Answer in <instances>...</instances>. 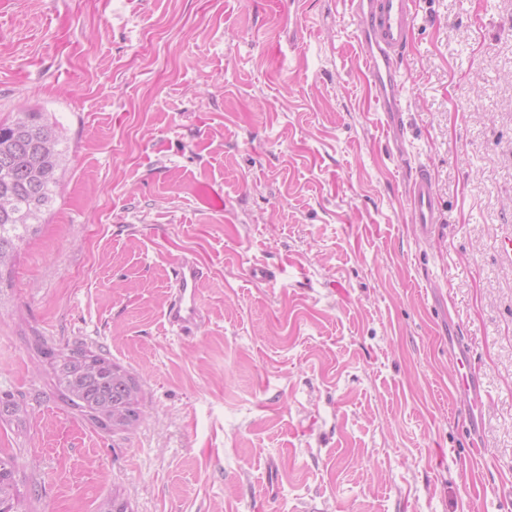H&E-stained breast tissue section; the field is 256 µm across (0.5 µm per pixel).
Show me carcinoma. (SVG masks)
Here are the masks:
<instances>
[{
	"mask_svg": "<svg viewBox=\"0 0 512 512\" xmlns=\"http://www.w3.org/2000/svg\"><path fill=\"white\" fill-rule=\"evenodd\" d=\"M43 113L0 122V267L13 261L38 231L54 201L64 150ZM53 385L70 409L102 430L129 432L142 418L140 387L121 365L83 343L46 349ZM16 458L0 453V512H16Z\"/></svg>",
	"mask_w": 512,
	"mask_h": 512,
	"instance_id": "obj_1",
	"label": "carcinoma"
}]
</instances>
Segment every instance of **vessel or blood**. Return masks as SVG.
<instances>
[{
	"label": "vessel or blood",
	"instance_id": "vessel-or-blood-1",
	"mask_svg": "<svg viewBox=\"0 0 512 512\" xmlns=\"http://www.w3.org/2000/svg\"><path fill=\"white\" fill-rule=\"evenodd\" d=\"M357 18L363 65L379 112L385 124L400 131L404 104L401 96V65L412 45L418 18V0H342ZM410 223L419 225L423 235H430L440 223L436 181L428 167H419L407 194ZM202 271L190 258H182L172 272L173 294L165 317L170 328L184 332L202 324L205 314L199 299ZM455 387L462 400L457 411L463 426L473 439L483 434L482 409L488 399L479 372L458 358Z\"/></svg>",
	"mask_w": 512,
	"mask_h": 512
}]
</instances>
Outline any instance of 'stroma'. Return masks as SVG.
<instances>
[{
  "mask_svg": "<svg viewBox=\"0 0 512 512\" xmlns=\"http://www.w3.org/2000/svg\"><path fill=\"white\" fill-rule=\"evenodd\" d=\"M355 27L332 0H0V120L42 112L65 151L0 269L21 512H512V0H421L401 154ZM183 257L189 335L164 317ZM459 336L489 394L477 446ZM76 341L140 383L134 432L56 395L40 349ZM406 200L410 223L419 224L421 233L429 236L434 225L441 223V214L436 181L428 167H419L409 184ZM202 271L198 264L184 257L176 263L172 272L173 294L165 317L173 330L182 333L202 324L205 314L199 299Z\"/></svg>",
  "mask_w": 512,
  "mask_h": 512,
  "instance_id": "stroma-1",
  "label": "stroma"
}]
</instances>
